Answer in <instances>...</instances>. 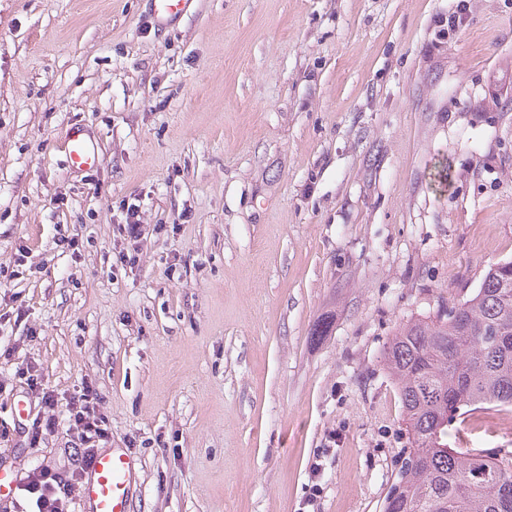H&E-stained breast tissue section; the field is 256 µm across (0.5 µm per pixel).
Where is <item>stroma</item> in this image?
Here are the masks:
<instances>
[{"mask_svg": "<svg viewBox=\"0 0 512 512\" xmlns=\"http://www.w3.org/2000/svg\"><path fill=\"white\" fill-rule=\"evenodd\" d=\"M510 260L512 0H194L165 29L0 0L4 481L73 468L88 382L131 512H383L412 448L386 347ZM27 366L60 400L35 444ZM448 443L512 455V410ZM66 158L70 167L88 171L99 162L98 145L77 125L70 126L65 134Z\"/></svg>", "mask_w": 512, "mask_h": 512, "instance_id": "obj_1", "label": "stroma"}]
</instances>
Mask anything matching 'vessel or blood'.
I'll list each match as a JSON object with an SVG mask.
<instances>
[{
  "instance_id": "vessel-or-blood-1",
  "label": "vessel or blood",
  "mask_w": 512,
  "mask_h": 512,
  "mask_svg": "<svg viewBox=\"0 0 512 512\" xmlns=\"http://www.w3.org/2000/svg\"><path fill=\"white\" fill-rule=\"evenodd\" d=\"M152 16L166 25L189 9L192 0H149ZM66 158L70 167L88 171L99 162L98 145L80 126H70L65 134ZM132 461L121 450L97 453L84 487V501L90 512H130Z\"/></svg>"
}]
</instances>
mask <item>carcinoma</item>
Returning a JSON list of instances; mask_svg holds the SVG:
<instances>
[{"label": "carcinoma", "mask_w": 512, "mask_h": 512, "mask_svg": "<svg viewBox=\"0 0 512 512\" xmlns=\"http://www.w3.org/2000/svg\"><path fill=\"white\" fill-rule=\"evenodd\" d=\"M414 448L384 512H512V458L448 447V423L484 405L512 408V261L446 317L414 321L384 355Z\"/></svg>", "instance_id": "cac0c4a2"}]
</instances>
